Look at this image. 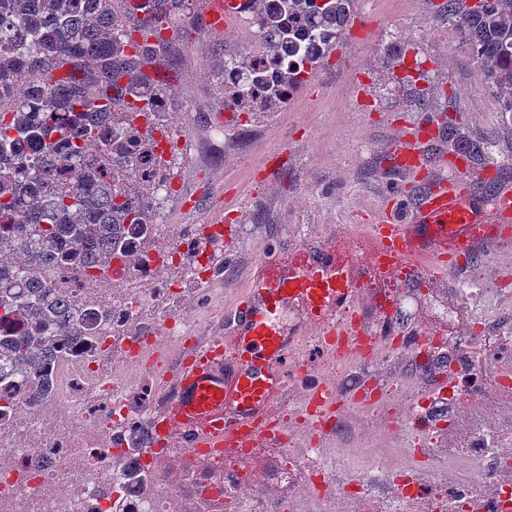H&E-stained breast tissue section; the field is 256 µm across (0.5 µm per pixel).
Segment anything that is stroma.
Here are the masks:
<instances>
[{
	"mask_svg": "<svg viewBox=\"0 0 512 512\" xmlns=\"http://www.w3.org/2000/svg\"><path fill=\"white\" fill-rule=\"evenodd\" d=\"M440 2L417 0L401 28L403 39L394 47L381 33L387 13L399 11V0H384L379 11L354 0L351 15L371 23L369 34L353 23L346 25L336 48L316 66L320 78L311 90L298 91L288 109L274 108L246 120L226 109L219 64L225 51L248 50L251 35L234 26L200 28L177 42L169 57L167 104L188 148L163 160L179 196L166 204L162 221L205 224L214 207L233 212V220L224 225V251L232 262L219 283L225 305H232L235 293L246 287L257 243L288 255L300 239L316 245L328 234L372 223L385 202L406 208L430 178L452 177L447 159L428 147L422 168L408 171L394 161L396 144L402 137L418 136L421 119L434 124L445 112L455 117L464 136L490 142L484 160L471 164L472 174L481 185L494 178L512 186V122L502 120L497 97L469 45L441 18ZM358 42L363 49L356 54L351 46ZM408 53L426 60L434 73L429 90L418 91L413 79L404 78L398 57ZM362 71L374 75L375 92L387 100L389 111L354 103L349 83ZM218 112L224 115L220 136L213 128ZM480 273L485 290L474 300V310L488 318L512 315V283L500 284L495 270L485 264ZM407 283L421 304L415 322L433 323L446 337L464 332L465 321H448V308L455 301L450 285L434 282L421 271ZM432 381V371L406 360L390 380L396 397L379 412L355 409L341 417L334 447H395L394 432L382 424V417L404 414L407 396ZM508 415L512 403L461 399L437 445L461 447L460 436L471 425L493 428ZM390 494L388 484L381 483L363 499L342 504L332 498L316 501L303 489L297 492L305 512H381V501Z\"/></svg>",
	"mask_w": 512,
	"mask_h": 512,
	"instance_id": "stroma-1",
	"label": "stroma"
}]
</instances>
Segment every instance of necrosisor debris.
Returning a JSON list of instances; mask_svg holds the SVG:
<instances>
[{"mask_svg": "<svg viewBox=\"0 0 512 512\" xmlns=\"http://www.w3.org/2000/svg\"><path fill=\"white\" fill-rule=\"evenodd\" d=\"M220 224H185L178 236L160 225L143 254L115 257L114 288L68 281L71 301L87 312L112 315L68 337L70 352L49 370L50 392L35 387V374L9 371L0 382V512H288L296 487L324 493L333 464L318 448L295 458L285 440L258 448H192L183 434H157L174 399L171 376L224 334V312L211 304V287L224 274ZM193 298L197 318L182 302ZM454 345L461 361H449L440 377L443 400L454 403L512 389V318L469 317ZM124 361L137 377L116 372ZM512 421L497 428L474 426L466 452L428 448L413 438L408 448H372L371 468L395 485L388 512H410L421 497L414 461L424 457L438 494L434 512H471L488 486L512 490ZM252 484L244 499L226 481ZM278 481L282 493L266 497Z\"/></svg>", "mask_w": 512, "mask_h": 512, "instance_id": "4bbe7bcc", "label": "necrosis or debris"}]
</instances>
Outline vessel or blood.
<instances>
[{"label":"vessel or blood","instance_id":"vessel-or-blood-1","mask_svg":"<svg viewBox=\"0 0 512 512\" xmlns=\"http://www.w3.org/2000/svg\"><path fill=\"white\" fill-rule=\"evenodd\" d=\"M254 6V0H198L213 30ZM510 222L512 188H501L495 204L486 205L463 165L452 179L424 191L405 218L386 210L377 223L357 225L356 231L371 244L369 267L384 259L399 276L422 270L444 282L456 271L457 252L490 226ZM371 303L360 265L334 245L307 244L286 257L263 247L250 285L235 303V332L224 339L223 363L200 362L182 378L165 428L185 431L195 448H254L283 432L296 436L275 410L289 382L312 429L351 408L377 409V398L338 395L321 367L298 360L294 351L311 336L321 358L346 365L409 354L424 341V332L412 329L393 345L385 320L361 319Z\"/></svg>","mask_w":512,"mask_h":512}]
</instances>
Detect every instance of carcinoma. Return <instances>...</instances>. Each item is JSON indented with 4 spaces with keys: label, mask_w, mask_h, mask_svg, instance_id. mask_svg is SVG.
I'll return each instance as SVG.
<instances>
[{
    "label": "carcinoma",
    "mask_w": 512,
    "mask_h": 512,
    "mask_svg": "<svg viewBox=\"0 0 512 512\" xmlns=\"http://www.w3.org/2000/svg\"><path fill=\"white\" fill-rule=\"evenodd\" d=\"M353 0H272L257 25L271 65L237 76L244 103L261 88L276 104L336 45ZM500 111L512 118V0H448ZM125 0H0V309L17 325L0 358L32 372L67 354L55 340L78 324L50 273L94 278L160 223L154 189L133 159L149 147L136 124L166 97L172 35L140 40Z\"/></svg>",
    "instance_id": "1"
}]
</instances>
